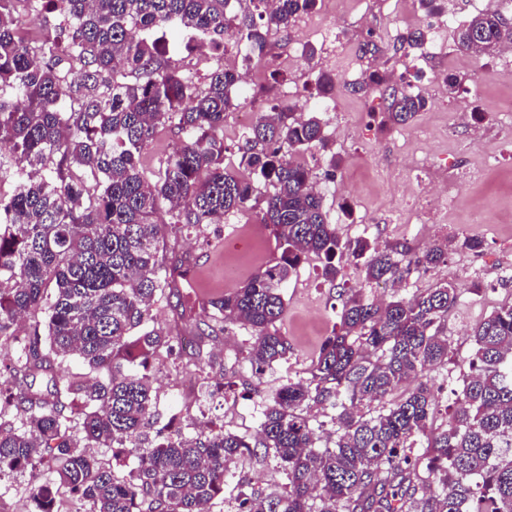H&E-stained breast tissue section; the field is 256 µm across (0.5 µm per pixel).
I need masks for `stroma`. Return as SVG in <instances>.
Here are the masks:
<instances>
[{"instance_id":"stroma-1","label":"stroma","mask_w":512,"mask_h":512,"mask_svg":"<svg viewBox=\"0 0 512 512\" xmlns=\"http://www.w3.org/2000/svg\"><path fill=\"white\" fill-rule=\"evenodd\" d=\"M430 27L415 0H342L335 13L302 14L288 32H270L268 54L261 60L245 59L238 53L188 52L182 45H169L173 65L197 79L219 65L251 71L256 88L248 95L245 108L255 113L270 111L280 103L281 87H303L304 96L294 106L321 119L329 147L305 149L293 159L320 174L327 169L330 156L340 158L336 177L328 181L322 197L341 239L363 236L382 248L405 244L416 251L447 240L453 248L447 264L411 272L405 288L398 292L382 283H364L361 266L351 260L344 264L339 286H332L322 276L320 259L303 257L284 288L286 312L278 325L291 352L287 360L258 375L244 353L251 339L247 326L228 324L224 336L204 340V352L217 361L211 368L195 367L183 339L198 336L209 321L210 300L231 291V284L224 280L225 267H236L245 280L278 261L276 240L262 224L259 209L228 215L223 223L199 231L178 235L164 228L159 256L169 257L171 247L177 245L192 259L189 280L180 288L182 303L192 311L177 318L173 302L164 300L153 309L159 324L175 334L172 349L156 355L149 364L159 403L154 430L189 433L213 424L255 436L264 405L275 391L288 380L307 376L320 344L337 320L334 308L343 288L361 289L366 298L380 301L397 294L408 297L441 283L458 289L460 300L449 311L447 322L452 360L433 374L440 405L451 402L459 374L473 353V327L512 304V143L503 137L512 126V61L497 53L479 57L460 52L452 28L444 34L445 57L401 51V35ZM369 39L380 45V52L363 51ZM307 46L315 49L313 59L302 54ZM321 72L336 80L334 90L324 97L315 89V77ZM449 74L459 79L451 95L444 89ZM409 87L427 98L426 109L408 124L386 123L387 94ZM418 128L433 133L419 151L426 164L403 166L410 153L411 134ZM468 170L473 173L468 184L431 221L405 206L402 195L407 183L423 182L434 174L454 182ZM364 214L372 215L373 223H360ZM466 237L479 238L481 249L461 248ZM217 382L224 385L223 397L204 399L205 386ZM282 481L273 458H244L233 468L210 512H232L239 491L266 490Z\"/></svg>"}]
</instances>
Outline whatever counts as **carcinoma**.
I'll return each mask as SVG.
<instances>
[{
    "label": "carcinoma",
    "instance_id": "cac0c4a2",
    "mask_svg": "<svg viewBox=\"0 0 512 512\" xmlns=\"http://www.w3.org/2000/svg\"><path fill=\"white\" fill-rule=\"evenodd\" d=\"M54 13L50 44L26 35L18 4ZM318 0H0V335L14 318L39 313L43 328L10 336L0 352V478L27 471L35 512H54L55 490L38 480L48 467L86 512H209L230 467L261 447L285 475L283 490H253L235 512H512V304L473 331L474 354L432 430L438 400L426 373L448 365V311L457 288L439 284L408 298L366 299L352 289L322 342L309 376L281 386L247 438L209 427L192 435L151 434L158 408L148 361L171 347L153 305L175 294L160 264L156 217L201 228L230 212L262 206L281 256L209 301L216 323L252 330L246 358L261 374L288 358L276 323L282 295L302 257L322 260L335 282L343 259L362 261L368 282L390 283L448 261V245L415 253L381 249L364 237L343 241L317 176L291 161L327 147L320 119L291 105L260 113L238 145L236 172L224 164V114L243 107L237 73L217 67L197 83L172 66L147 34L175 24L202 35L198 47L237 44L267 55L269 32H286ZM512 44L501 13L481 11L457 31V47L490 55ZM386 118L405 125L427 105L407 90L390 94ZM190 133L154 178L141 167L159 127ZM76 356L87 384L62 369ZM415 386L397 400L407 382ZM330 411L322 448L308 410ZM423 448L420 455L414 449ZM91 448H116L105 465ZM135 459L127 467L126 459Z\"/></svg>",
    "mask_w": 512,
    "mask_h": 512
}]
</instances>
